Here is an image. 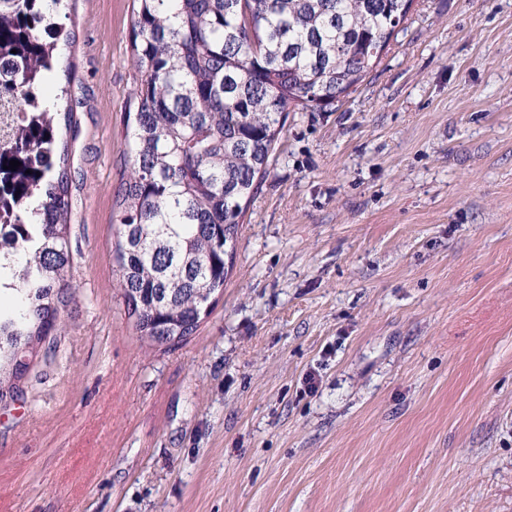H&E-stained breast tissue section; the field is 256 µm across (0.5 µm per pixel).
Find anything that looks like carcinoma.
<instances>
[{"instance_id": "1", "label": "carcinoma", "mask_w": 512, "mask_h": 512, "mask_svg": "<svg viewBox=\"0 0 512 512\" xmlns=\"http://www.w3.org/2000/svg\"><path fill=\"white\" fill-rule=\"evenodd\" d=\"M36 0H0V96L24 105L33 72L58 75L71 36L63 0H41L52 39L40 43ZM413 0H133L131 55L141 73L129 134L130 170L115 197L117 288L139 336L185 341L197 332L202 291L224 290L240 221L267 173L288 108L332 105L377 65ZM67 95L43 99L45 123L0 153L12 160L23 208L0 237V289L20 296L0 317V400L13 396L27 365L17 353L43 342L75 299L67 235L71 212ZM45 151L43 169L28 154ZM32 173H27V170Z\"/></svg>"}]
</instances>
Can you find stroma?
Wrapping results in <instances>:
<instances>
[{
    "label": "stroma",
    "instance_id": "obj_1",
    "mask_svg": "<svg viewBox=\"0 0 512 512\" xmlns=\"http://www.w3.org/2000/svg\"><path fill=\"white\" fill-rule=\"evenodd\" d=\"M133 0H67L76 301L0 401V512H512V0H414L289 112L186 342L114 286Z\"/></svg>",
    "mask_w": 512,
    "mask_h": 512
}]
</instances>
